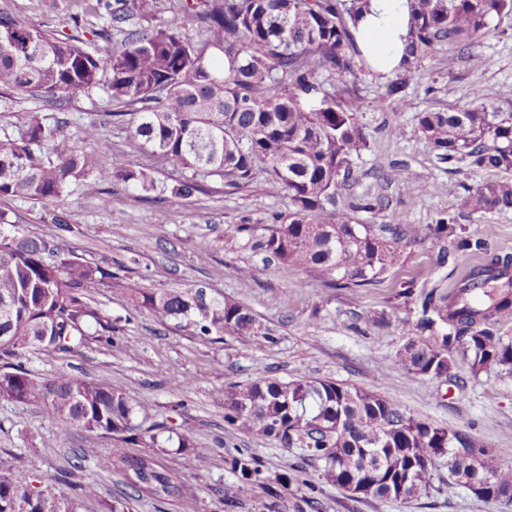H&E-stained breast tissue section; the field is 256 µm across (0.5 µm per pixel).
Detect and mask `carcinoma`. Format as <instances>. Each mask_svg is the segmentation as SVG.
Segmentation results:
<instances>
[{"label": "carcinoma", "mask_w": 512, "mask_h": 512, "mask_svg": "<svg viewBox=\"0 0 512 512\" xmlns=\"http://www.w3.org/2000/svg\"><path fill=\"white\" fill-rule=\"evenodd\" d=\"M412 26L400 71L411 78L423 56L446 44L460 53L480 44L496 17L512 14V0H410ZM367 0H182L166 24L127 29L128 15L114 10L108 26L93 32L91 50L0 12V91H24L54 99L100 85L118 122L132 115L130 138L189 176L170 190L188 197L208 179L233 189L265 173L288 195V219L272 227L262 248L285 274L311 269L337 287L378 282L398 262L407 238H441L448 224L407 229L401 224H350L337 210L338 190L353 174V158L366 147L357 124L356 84L365 64L353 28ZM122 35L114 44L108 34ZM67 120L33 114L15 131L0 127V197L59 199L74 183L106 204L102 186L114 180L145 197L165 189L127 156L111 153L101 127L85 125L79 143L62 136ZM418 129L429 148L449 165L489 172L512 171V91L491 99L479 88L453 112L427 111ZM112 154V163L102 157ZM405 192L424 193L404 169L391 173ZM472 213L512 209V178H489L468 190ZM457 247L481 254L451 293H424L419 326L440 321L453 332L410 342L392 364L377 363V376L391 367L439 377L461 357L476 376L496 367L512 370V342L496 336L497 317L512 313V291L484 287L504 275L509 258L488 251L481 238ZM112 270L32 236L0 212V399L43 404L64 435L74 432L148 441L158 434L134 423L137 403L110 385L67 373L31 374L14 362L20 350L71 352L90 335H112V320L91 305L112 287ZM134 307L156 322L175 321L197 336L243 334L255 320L244 305L206 299L203 291L132 288ZM224 421L244 434L299 447L322 463L325 478L339 487L364 483L362 496L403 500L427 490L437 461L455 448L456 483L479 499L472 484L480 472L496 479L494 497H512V465L499 450H486L472 435L414 417L372 390L332 379L263 375L230 384ZM110 457L135 493L185 499L177 476L152 456ZM237 474L236 496L246 497L260 474L258 461L241 454L229 460ZM63 499L52 489L32 490L0 475V512H52Z\"/></svg>", "instance_id": "cac0c4a2"}]
</instances>
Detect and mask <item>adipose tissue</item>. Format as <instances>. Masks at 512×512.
Listing matches in <instances>:
<instances>
[{
	"label": "adipose tissue",
	"mask_w": 512,
	"mask_h": 512,
	"mask_svg": "<svg viewBox=\"0 0 512 512\" xmlns=\"http://www.w3.org/2000/svg\"><path fill=\"white\" fill-rule=\"evenodd\" d=\"M410 26L409 0H369L354 33L371 71L388 77L399 68Z\"/></svg>",
	"instance_id": "obj_1"
}]
</instances>
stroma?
I'll return each mask as SVG.
<instances>
[{
	"instance_id": "obj_1",
	"label": "stroma",
	"mask_w": 512,
	"mask_h": 512,
	"mask_svg": "<svg viewBox=\"0 0 512 512\" xmlns=\"http://www.w3.org/2000/svg\"><path fill=\"white\" fill-rule=\"evenodd\" d=\"M0 11L74 41H91L105 23L83 11L80 0H0ZM494 26L468 59H457L455 49L445 46L421 59L418 77L406 80L398 94L371 72L358 84L363 105L357 120L368 146L354 159V178L342 189L359 205L350 214L352 223L393 224L401 218L416 227L444 219L454 227L446 238L411 242L374 285L331 288L314 271L281 273L260 244L277 217L287 216L288 198L264 174L240 189L213 179L186 198L165 193L146 201L116 182L105 207L78 185L57 201L0 198V210L26 232L60 235L66 248L117 274L93 301L112 320L111 338L89 337L71 353L23 351L24 368L40 377L67 372L123 389L142 404L143 427L187 434L201 450L189 463L186 449L173 441L151 450L129 446L130 455L151 454L173 470L192 493L186 501L149 494L131 499L123 473L107 465L111 437L62 436L45 406L0 399V473L34 490L55 487L79 500L78 512H512L510 500H480L453 483L441 462L420 496L352 497L325 479L320 462L302 461L300 449L229 428L219 395L225 385L261 374L331 378L380 392L407 414L470 432L486 448H512V372L495 369L475 377L458 359L442 378L398 368L381 378L375 373L376 361H394L408 342L421 338L423 289H455L479 264L478 256L457 250L458 239L483 238L492 252L512 256V209L473 214L461 206L467 188L488 179V172L450 171L418 131L420 113L453 110L472 87L490 97L512 89V16L496 19ZM401 99L406 108H398ZM110 110L101 88L52 101L20 91L0 96V113L13 126L34 112L53 114L67 119L63 135L76 142L84 125L100 122L113 151L127 154L158 185L185 177V170L135 146ZM399 167L427 184V192L409 196L388 179V171ZM365 201L374 202V209H362ZM204 248L210 253L205 260ZM244 268L250 276H241ZM132 284L158 291L200 288L241 302L256 319L255 331L194 336L161 325L132 305ZM77 448L92 451L78 471L71 467ZM242 453L256 457L262 470L245 498L236 497L238 478L228 464ZM87 481L97 483L98 494L78 499L76 486Z\"/></svg>"
}]
</instances>
